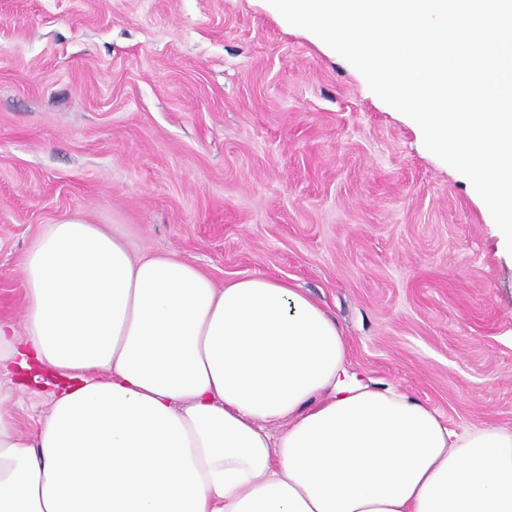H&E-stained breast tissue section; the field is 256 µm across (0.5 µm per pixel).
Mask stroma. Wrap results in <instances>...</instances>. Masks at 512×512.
<instances>
[{
    "label": "stroma",
    "instance_id": "obj_1",
    "mask_svg": "<svg viewBox=\"0 0 512 512\" xmlns=\"http://www.w3.org/2000/svg\"><path fill=\"white\" fill-rule=\"evenodd\" d=\"M216 284L319 302L348 364L450 427L512 432V254L410 118L268 0H0V322L74 211ZM43 387L0 381L35 436Z\"/></svg>",
    "mask_w": 512,
    "mask_h": 512
}]
</instances>
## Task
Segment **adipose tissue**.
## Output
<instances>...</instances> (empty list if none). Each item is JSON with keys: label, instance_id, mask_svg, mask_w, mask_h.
Returning <instances> with one entry per match:
<instances>
[{"label": "adipose tissue", "instance_id": "adipose-tissue-1", "mask_svg": "<svg viewBox=\"0 0 512 512\" xmlns=\"http://www.w3.org/2000/svg\"><path fill=\"white\" fill-rule=\"evenodd\" d=\"M23 275L0 380L50 407L32 438L0 414V512H512V432L368 384L287 282L216 286L79 211L41 227Z\"/></svg>", "mask_w": 512, "mask_h": 512}]
</instances>
